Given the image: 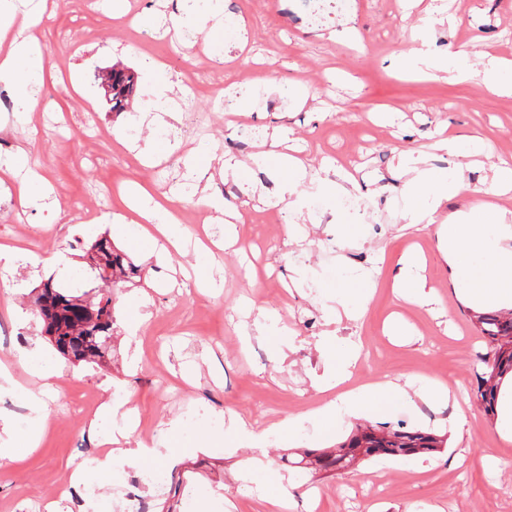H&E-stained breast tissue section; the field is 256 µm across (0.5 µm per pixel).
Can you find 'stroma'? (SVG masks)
<instances>
[{"label": "stroma", "instance_id": "obj_1", "mask_svg": "<svg viewBox=\"0 0 512 512\" xmlns=\"http://www.w3.org/2000/svg\"><path fill=\"white\" fill-rule=\"evenodd\" d=\"M45 0L38 37L53 69L34 102L0 110V133L9 141L5 159L28 151L55 194L30 203L18 194L20 177L0 182V245L15 247L0 291V320L21 336L0 341V363L18 386L0 396L21 399L33 391L46 405L47 427L38 447L14 430V461L0 467V512H24L27 502L61 500L64 512H122L117 495L136 462L126 460L97 475L99 502L80 506L66 497L76 460L109 453L100 435L125 423L123 413L100 420L97 431L75 410L77 401L128 397L135 413L152 419L150 442L178 454L160 459L173 495L154 497L176 512H268L263 484L245 480L259 468L281 476L295 502L293 512H512V441L500 438L473 393L483 371L486 345L472 310L455 293L434 235L405 229L402 186L408 158L425 156L428 168L445 175L465 167L477 197L512 212V193L496 194L493 168L512 159V97L489 91L478 80L457 82L430 70L405 68L404 59L425 36L434 56L455 52L474 67L487 58L512 59V0H360L358 9L314 20L306 0H223L218 20L205 27H170L176 0ZM155 39L144 43L145 28ZM223 74H215L216 62ZM259 67L260 78L241 88L244 111L225 112L212 95L217 84ZM113 67L138 75V95L115 114L97 74ZM195 88L182 84L185 71ZM177 83L171 117L142 121L154 112L157 84ZM198 122L189 138L171 139L186 112ZM279 135L309 174L292 195L286 221L272 230L265 205L243 204L224 191L223 159H244L259 142L239 143L241 122ZM138 125L128 140L125 131ZM101 131L86 143L87 127ZM451 136H477L481 155L465 157L435 149ZM210 165L208 192L236 206L237 243L203 246L202 225L190 224L186 239L165 248L129 212V189L143 187L158 200L182 197L178 214L203 210L200 188L188 176L194 164ZM335 172L350 195L365 201L369 219L352 222L334 195L315 192L311 177ZM88 205L90 217L69 223L60 197ZM297 243L286 244L287 233ZM107 235L145 272L140 284L116 292L113 345L98 364H74L55 351L42 331L33 300L47 280L68 282L72 269H87V251ZM438 302L434 307L400 298L393 277L409 253ZM367 289L372 297L356 319L330 320L339 289ZM278 322V336L259 335L257 309ZM358 345L355 380L419 375L449 386L456 403H402L388 424L430 429L447 438L440 452L422 458L363 462L337 473L293 476L285 461L297 447L326 448L355 428L345 418L332 439L310 412L335 399L317 392L324 373L325 337ZM38 350L50 370L43 379L16 363ZM237 415L257 431L295 418L300 443L271 439L263 449L227 447L224 430L208 417ZM465 421L451 430L450 417Z\"/></svg>", "mask_w": 512, "mask_h": 512}]
</instances>
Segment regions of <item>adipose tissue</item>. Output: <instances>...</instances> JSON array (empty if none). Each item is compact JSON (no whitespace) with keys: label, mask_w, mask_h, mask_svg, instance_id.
<instances>
[{"label":"adipose tissue","mask_w":512,"mask_h":512,"mask_svg":"<svg viewBox=\"0 0 512 512\" xmlns=\"http://www.w3.org/2000/svg\"><path fill=\"white\" fill-rule=\"evenodd\" d=\"M35 15L17 10L10 0H0V82L11 85L20 98L29 100L49 60L32 34ZM459 80L481 79L489 89L500 95H512V63L497 58L488 59L483 70L477 71L464 60L453 68ZM465 186L463 169L451 175L437 177L428 168H414L405 184L409 201L405 212L407 227L432 229L438 249L450 268L454 285L462 297L475 309L512 307V220L506 210L487 201L472 202L480 213L481 223L472 224L455 215L441 217L439 210L449 197ZM139 217L170 243H177L186 234L178 224L170 202L153 200L141 195L136 206ZM325 351H340L335 369L320 384V391L342 387L338 400L320 405L311 411L313 418L335 426L343 413L383 418L400 403L419 399L425 403H450L451 394L444 384L409 377L404 382L369 381L346 388L353 376L358 355L349 344L337 337L327 338Z\"/></svg>","instance_id":"obj_1"}]
</instances>
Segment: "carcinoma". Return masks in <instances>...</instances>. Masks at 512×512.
I'll return each instance as SVG.
<instances>
[{
  "mask_svg": "<svg viewBox=\"0 0 512 512\" xmlns=\"http://www.w3.org/2000/svg\"><path fill=\"white\" fill-rule=\"evenodd\" d=\"M110 109L116 113L126 110L134 90V74L124 69L110 72ZM91 270L101 279L103 269L112 270V287L131 282L141 276L142 268L107 237L96 239L90 247ZM77 297L52 281L43 284L35 298L37 312L55 350L74 362L95 363L102 347L114 337L115 308L111 298L101 290L90 296L89 315H79L74 301ZM476 325L489 352L483 357L486 371L478 375L475 396L490 416L497 415V403L503 375L512 372V313H480ZM447 439L432 432L408 430L403 426L360 425L346 440L333 448L307 450L292 466L309 473L334 471L351 466V462L377 456H408L431 454L445 447Z\"/></svg>",
  "mask_w": 512,
  "mask_h": 512,
  "instance_id": "obj_1",
  "label": "carcinoma"
}]
</instances>
